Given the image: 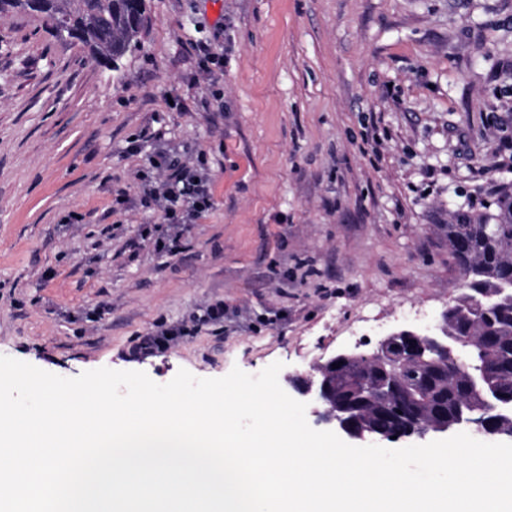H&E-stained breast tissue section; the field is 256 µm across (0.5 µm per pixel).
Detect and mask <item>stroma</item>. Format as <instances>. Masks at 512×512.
Masks as SVG:
<instances>
[{
  "instance_id": "35a3bbf8",
  "label": "stroma",
  "mask_w": 512,
  "mask_h": 512,
  "mask_svg": "<svg viewBox=\"0 0 512 512\" xmlns=\"http://www.w3.org/2000/svg\"><path fill=\"white\" fill-rule=\"evenodd\" d=\"M118 69L0 19V354L159 384L376 351L464 292L440 230L512 183V0H147ZM216 55L203 72L201 47ZM161 146L212 206L142 232ZM224 322L128 353L211 304ZM157 329L137 338L138 342L132 347L133 355L149 354L159 349H168L175 345L181 336H187L185 324L157 325Z\"/></svg>"
}]
</instances>
